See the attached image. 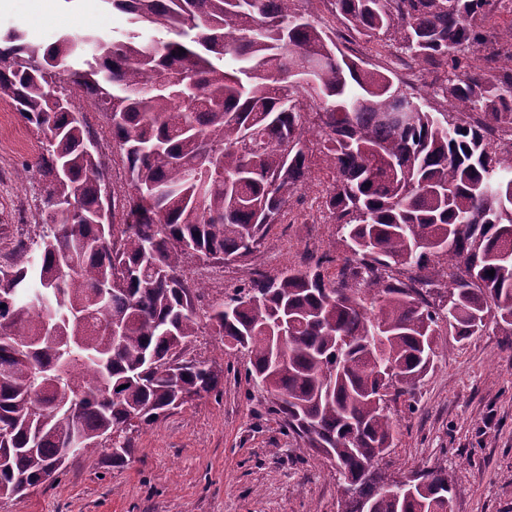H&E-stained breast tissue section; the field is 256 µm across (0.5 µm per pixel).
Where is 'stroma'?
<instances>
[{
    "instance_id": "1",
    "label": "stroma",
    "mask_w": 512,
    "mask_h": 512,
    "mask_svg": "<svg viewBox=\"0 0 512 512\" xmlns=\"http://www.w3.org/2000/svg\"><path fill=\"white\" fill-rule=\"evenodd\" d=\"M127 24L101 0H0V30L23 32L42 45L63 34L111 38ZM93 131L123 223L128 192L123 154L112 144L103 110L85 111L82 91L66 85ZM40 136L18 112L0 101V251L37 233L43 184L20 182L18 171L35 164ZM312 184L288 202L295 223L273 225L248 264L186 257L181 274L202 285L195 302L199 331L185 357L224 371L221 394H210L172 411L133 435L124 463L104 454L69 460L52 486L22 498L0 499V512H338L340 487L334 463L285 431L262 384L247 378V358L225 347L210 319V306L231 295L255 269L267 275L327 255L335 273L350 252L329 214L313 204L315 189L332 180L320 150L310 157ZM400 424L395 444L378 467L403 480L427 468H445L453 512H512V330L491 324L461 340L441 331L428 373L411 394L390 402Z\"/></svg>"
}]
</instances>
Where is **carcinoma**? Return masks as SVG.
Wrapping results in <instances>:
<instances>
[{
	"mask_svg": "<svg viewBox=\"0 0 512 512\" xmlns=\"http://www.w3.org/2000/svg\"><path fill=\"white\" fill-rule=\"evenodd\" d=\"M100 2L128 21L110 40L0 33V100L46 140L17 174L43 181L38 234L0 257V497L77 455L122 462L133 430L220 391L224 371L180 355L198 329L181 263H247L308 183L311 134L351 258L333 278L326 255L251 272L210 320L285 430L334 461L345 512H443L441 468L385 488L376 465L399 423L377 388L391 366L394 395L411 393L443 327L512 329V146L493 139L512 128V49L484 29L494 0ZM317 3L435 74L452 111L343 51ZM58 79L109 113L122 224L100 220L105 166ZM444 255L459 264L444 271Z\"/></svg>",
	"mask_w": 512,
	"mask_h": 512,
	"instance_id": "carcinoma-1",
	"label": "carcinoma"
}]
</instances>
